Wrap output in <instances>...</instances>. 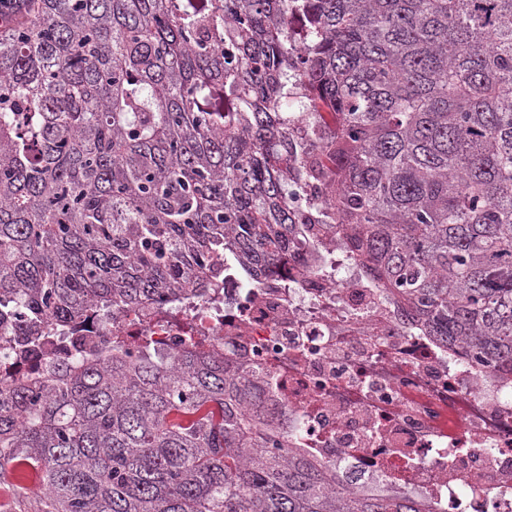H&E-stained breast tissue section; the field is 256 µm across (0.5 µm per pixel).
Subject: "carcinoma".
<instances>
[{
	"label": "carcinoma",
	"mask_w": 512,
	"mask_h": 512,
	"mask_svg": "<svg viewBox=\"0 0 512 512\" xmlns=\"http://www.w3.org/2000/svg\"><path fill=\"white\" fill-rule=\"evenodd\" d=\"M335 218L428 335L512 376V0H35L0 27V328L26 338L1 362L229 263L258 281ZM288 442L202 346L0 383V476L41 470V512H424Z\"/></svg>",
	"instance_id": "obj_1"
}]
</instances>
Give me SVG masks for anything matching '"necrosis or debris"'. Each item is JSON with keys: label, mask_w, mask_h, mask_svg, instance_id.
I'll return each mask as SVG.
<instances>
[{"label": "necrosis or debris", "mask_w": 512, "mask_h": 512, "mask_svg": "<svg viewBox=\"0 0 512 512\" xmlns=\"http://www.w3.org/2000/svg\"><path fill=\"white\" fill-rule=\"evenodd\" d=\"M215 294L123 311L0 378L111 355L115 338L175 355L199 338L256 374L295 447L358 491L408 494L431 512H512V380L428 336L398 293L354 260L335 228L294 243L288 265Z\"/></svg>", "instance_id": "obj_1"}]
</instances>
